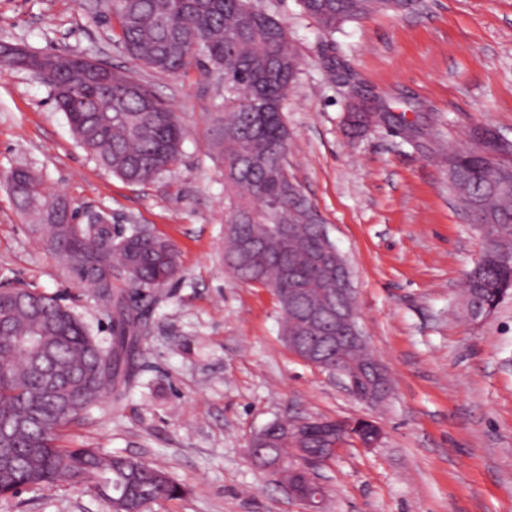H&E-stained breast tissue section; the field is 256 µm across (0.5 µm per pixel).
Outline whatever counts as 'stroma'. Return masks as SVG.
Segmentation results:
<instances>
[{"label": "stroma", "instance_id": "35a3bbf8", "mask_svg": "<svg viewBox=\"0 0 512 512\" xmlns=\"http://www.w3.org/2000/svg\"><path fill=\"white\" fill-rule=\"evenodd\" d=\"M256 3L284 22L300 61L284 104L288 170L350 266L392 392L360 401L300 361L271 292L225 267L223 164L211 147L223 78L196 65L177 75L143 67L87 0H0V42L107 60L185 129L177 168L132 186L77 144L42 79L0 71V288L62 297L101 343L110 339L102 301L43 248L11 196L19 166L79 212H107L117 230L145 227L181 256L167 286L133 293L147 327L133 387L91 410L62 446L157 464L185 493L154 512H306L250 460V436L275 420L365 418L382 441L343 446L321 469L325 512H512V295L481 323L467 320L462 283L483 233L441 161L474 147L478 128L512 142V0H423L333 33L299 0ZM355 92L388 107L359 137L344 125ZM0 512L111 508L65 486L0 497Z\"/></svg>", "mask_w": 512, "mask_h": 512}]
</instances>
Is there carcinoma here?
<instances>
[{
	"instance_id": "cac0c4a2",
	"label": "carcinoma",
	"mask_w": 512,
	"mask_h": 512,
	"mask_svg": "<svg viewBox=\"0 0 512 512\" xmlns=\"http://www.w3.org/2000/svg\"><path fill=\"white\" fill-rule=\"evenodd\" d=\"M303 10L324 31L407 0H301ZM104 20L117 26L115 42L134 61L175 75L201 64L224 77V116L218 119L215 148L224 161L226 205L224 262L239 279L269 289L282 311V327L303 335L301 319L290 313L288 292L303 288L307 302L323 309L336 288L317 255L325 244L310 201L289 195L288 125L277 113L296 77L271 71L279 57L297 62L285 26L252 0H109ZM69 68L47 81L53 101L64 112L80 146L126 183L145 186L171 172L179 161L184 129L174 110L130 73L112 74V83L76 73L83 57L64 53ZM478 156L469 149L446 155L448 186L484 233L477 285L484 300L499 304V288L509 274L487 258L512 254V163L494 141L482 142ZM12 196L41 241L68 264L71 277L99 286L112 328L100 345L84 322L60 299L28 290L38 309L20 306L12 289H0V456L13 470L0 477V496L60 485L82 486L110 502L134 491L123 512H151L153 504L178 499L184 487L161 468L96 448H62L61 432L105 398L121 400L134 370L122 362L140 341L137 301L112 291L118 272L135 288L159 289L179 271V254L166 239L111 228L98 212L84 219L64 196L51 192L25 168ZM287 224L291 236L273 239L271 229ZM331 357L364 363L366 346L323 348ZM118 509V510H120ZM113 510V512H118Z\"/></svg>"
}]
</instances>
